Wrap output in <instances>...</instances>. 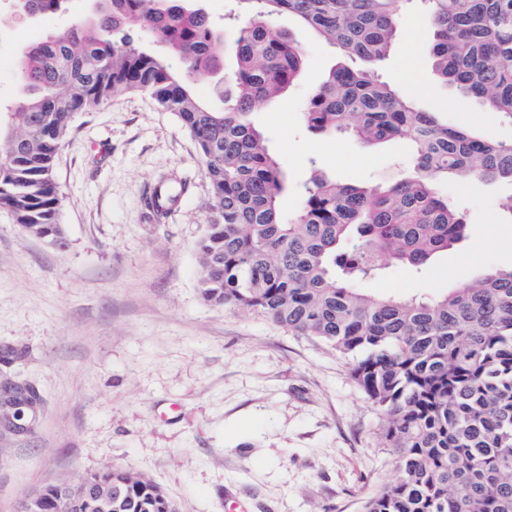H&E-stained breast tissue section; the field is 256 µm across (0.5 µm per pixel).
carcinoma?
<instances>
[{
    "label": "carcinoma",
    "instance_id": "1",
    "mask_svg": "<svg viewBox=\"0 0 512 512\" xmlns=\"http://www.w3.org/2000/svg\"><path fill=\"white\" fill-rule=\"evenodd\" d=\"M17 2L30 15L35 2L45 15L64 5ZM91 2L84 20L23 56L17 80L28 97L0 120V211L64 245L53 164L74 115L121 91L150 94L189 132L210 183L202 299L262 315L351 360L352 378L385 418L397 475L366 512H512V267L431 299L361 288L398 266L421 270L465 238V215L437 192L441 182L512 188V142L419 112L380 78L402 0H231L234 24L222 37L194 0ZM425 2L434 75L512 124V0ZM283 13L348 60L309 95L306 127L369 148L402 140L412 156L406 174L376 185L343 184L312 164L287 219L278 200L291 182L251 119L305 63L302 46L267 25ZM139 38L163 44L181 68L135 46ZM212 81L222 87L221 110L195 91ZM160 184L150 205L158 221L178 198L177 180ZM104 485L122 490L115 510L94 497ZM34 497L24 512H174L158 486L120 468L45 485Z\"/></svg>",
    "mask_w": 512,
    "mask_h": 512
}]
</instances>
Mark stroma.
I'll use <instances>...</instances> for the list:
<instances>
[{"instance_id": "35a3bbf8", "label": "stroma", "mask_w": 512, "mask_h": 512, "mask_svg": "<svg viewBox=\"0 0 512 512\" xmlns=\"http://www.w3.org/2000/svg\"><path fill=\"white\" fill-rule=\"evenodd\" d=\"M83 0L31 17L0 5V111L26 91L14 73L28 45L83 20ZM305 51L299 78L255 124L290 180L311 161L346 183L397 176L410 149H366L302 121L309 92L342 64L337 48L287 14L270 22ZM424 0H404L382 79L410 91L422 112L490 141L512 124L438 81ZM62 200L58 247L0 211V379L31 384L41 403L32 432H0V512L61 480L121 467L158 485L176 512H365L395 475L382 416L347 359L265 317L205 302L200 240L212 198L198 149L174 113L146 93H120L72 119L54 163ZM184 191L160 223L146 200L159 177ZM439 192L464 208L468 239L418 273L368 284L372 293L438 296L512 266V221L502 187L452 180Z\"/></svg>"}]
</instances>
